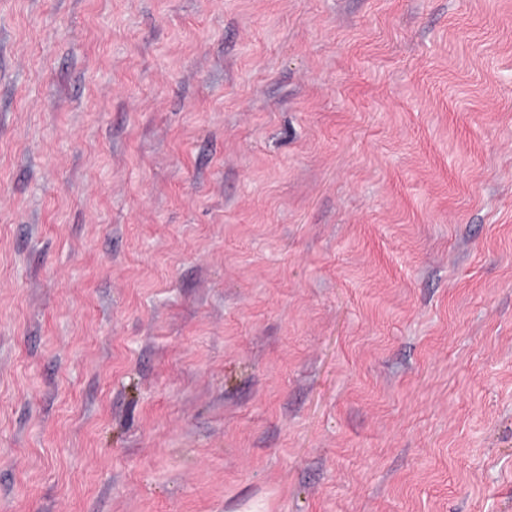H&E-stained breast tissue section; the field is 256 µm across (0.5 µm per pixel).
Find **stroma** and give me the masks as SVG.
<instances>
[{"label":"stroma","instance_id":"1","mask_svg":"<svg viewBox=\"0 0 512 512\" xmlns=\"http://www.w3.org/2000/svg\"><path fill=\"white\" fill-rule=\"evenodd\" d=\"M0 512H512V0H0Z\"/></svg>","mask_w":512,"mask_h":512}]
</instances>
